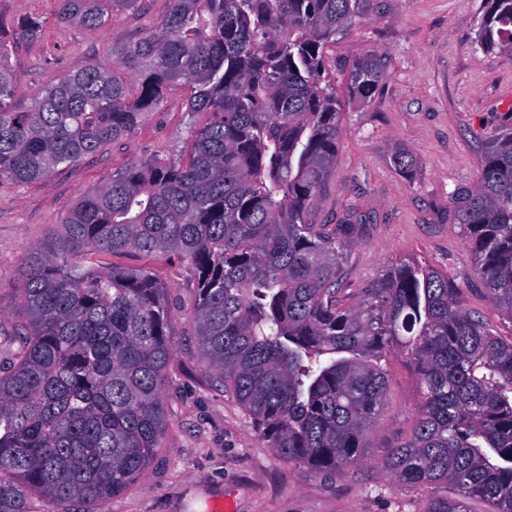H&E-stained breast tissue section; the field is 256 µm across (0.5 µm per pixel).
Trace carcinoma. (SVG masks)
Masks as SVG:
<instances>
[{
  "mask_svg": "<svg viewBox=\"0 0 512 512\" xmlns=\"http://www.w3.org/2000/svg\"><path fill=\"white\" fill-rule=\"evenodd\" d=\"M141 0H58L89 32ZM371 0H169L157 26L69 73L25 110L0 41V180L24 185L133 133L185 85L188 150L132 163L83 195L24 257L25 321L0 362V512H99L150 465L166 427L172 357L164 288L148 267L87 255L180 256L210 386L240 406L276 455L320 474L364 459L394 348L417 365L412 435L382 464L400 489L453 488L423 512H512V338L459 308L448 274L402 260L350 292L342 268L362 225L315 224L343 109L328 47ZM21 35H41L29 15ZM487 53H512V0H483ZM386 71L367 52L343 74L364 102ZM208 115L199 125L195 116ZM480 178L454 198L474 275L512 319V128L483 145Z\"/></svg>",
  "mask_w": 512,
  "mask_h": 512,
  "instance_id": "cac0c4a2",
  "label": "carcinoma"
}]
</instances>
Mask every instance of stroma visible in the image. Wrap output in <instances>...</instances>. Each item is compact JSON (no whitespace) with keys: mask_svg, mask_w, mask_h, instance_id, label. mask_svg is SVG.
Returning a JSON list of instances; mask_svg holds the SVG:
<instances>
[{"mask_svg":"<svg viewBox=\"0 0 512 512\" xmlns=\"http://www.w3.org/2000/svg\"><path fill=\"white\" fill-rule=\"evenodd\" d=\"M481 0H372L367 17L330 46L326 67L341 81L345 67L374 51L387 58L378 90L344 106L336 163L315 223L365 216V232L344 268L358 288L392 263L410 258L447 272L464 286L462 310L480 315L499 335L512 320L483 292L467 290L470 248L453 220L455 189L475 188L485 141L512 124V55L475 45ZM168 0H142L92 33L58 22L57 0H0V38L11 42L8 63L19 90L18 108L69 72L107 62L115 45L133 42L157 25ZM36 13L45 26L33 41L15 37L18 20ZM187 90L173 88L161 110L116 144L25 186L0 180V330L22 315V261L58 229L81 195L105 184L113 171L187 147ZM413 157L411 172L395 168L397 149ZM107 266H147L170 299L173 356L163 399L167 428L150 467L106 512H422L431 492L399 490L382 460L407 441L421 401L415 362L387 355L383 413L367 440L366 458L341 473L316 474L279 459L249 416L207 381L194 325L188 317L195 281L175 255L154 260L135 253L93 256Z\"/></svg>","mask_w":512,"mask_h":512,"instance_id":"35a3bbf8","label":"stroma"}]
</instances>
